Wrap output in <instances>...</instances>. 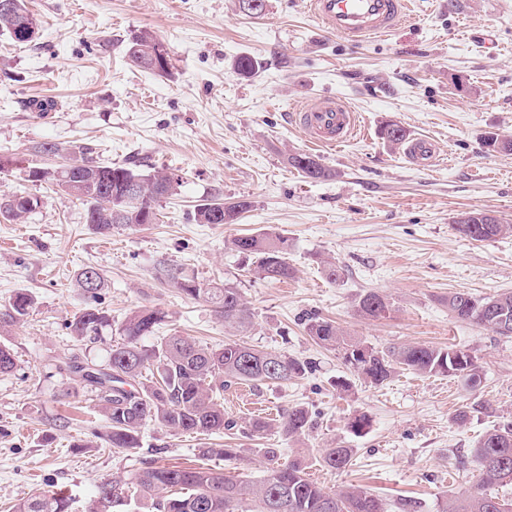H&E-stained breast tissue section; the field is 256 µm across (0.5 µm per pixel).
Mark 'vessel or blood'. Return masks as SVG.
<instances>
[{"instance_id": "obj_1", "label": "vessel or blood", "mask_w": 512, "mask_h": 512, "mask_svg": "<svg viewBox=\"0 0 512 512\" xmlns=\"http://www.w3.org/2000/svg\"><path fill=\"white\" fill-rule=\"evenodd\" d=\"M308 9L322 28L347 42L361 44L392 35L413 14L414 0H308ZM293 118L320 147L346 144L359 130L355 114L334 98L313 100ZM406 156L420 168L433 166L439 158L435 143L420 137L410 142Z\"/></svg>"}]
</instances>
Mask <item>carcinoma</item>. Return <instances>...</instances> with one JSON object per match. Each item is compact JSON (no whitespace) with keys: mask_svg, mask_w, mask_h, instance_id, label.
Returning <instances> with one entry per match:
<instances>
[{"mask_svg":"<svg viewBox=\"0 0 512 512\" xmlns=\"http://www.w3.org/2000/svg\"><path fill=\"white\" fill-rule=\"evenodd\" d=\"M15 8L0 11V32L21 42L15 28L22 21L40 27V21L29 11L26 0H12ZM160 45L150 32L132 36L128 57L130 62L151 70L152 55ZM258 61L249 56L238 57L235 71L244 76L255 75ZM47 154L61 153L83 163L72 180L58 179L60 190L85 207L86 223L99 233H109L114 226L137 227L158 221V203L177 194L182 176L164 169L143 173L129 164L103 165L93 160L90 149L74 146L62 149L55 144L42 146ZM288 165L303 177L317 181L330 176V171L313 156L294 152ZM135 182L142 202L125 199L127 185ZM19 191L0 198V215L20 221L29 214L22 208L13 210V199L24 198ZM223 207L221 217L215 206ZM250 207L249 202H226L222 197L203 200L195 209L199 224L235 223ZM475 209L462 212L454 221L455 230L473 241H488L512 235L511 224H479ZM235 251L255 258L254 272L263 279L284 281L295 274L288 262L291 245L288 237L274 229L240 236L231 241ZM96 277L97 286L87 288V274ZM183 294L210 303L224 318V325L246 333L252 327L253 314L239 289L224 285L209 288L178 269H162ZM77 287L88 294L90 303L73 315L69 322L71 336L77 341H92L112 319L97 306V297L104 286L100 273L92 266L79 270ZM443 303L451 317L475 323L501 336L498 322L512 323V291L492 296H476L466 292L448 294ZM33 298L25 290L17 291L8 308L0 313V324L20 322L32 307ZM357 311L366 318L379 319L390 311L387 299L375 291L359 296ZM166 314L158 308L131 312L121 324L122 342L112 346L107 363L71 365L83 387L96 394L107 427L101 439L113 449L130 452L140 447L142 428L154 422L173 431L209 436L230 430L237 423L224 418V388L235 383L286 384L314 370L313 362L293 355L268 351L240 339L224 341V347L213 348L187 337L172 334L157 336V327ZM307 332L318 344L336 350L342 363L358 380L381 385L397 369L423 376H454L476 389L482 383L481 366L469 351L450 346L434 348L409 345L379 350L363 339L351 336L335 322L312 316ZM155 336V342L143 339ZM313 427V418L304 406H293L278 420L277 429L288 440H299ZM354 449L336 446L324 448L315 461L325 469L342 471L352 461ZM480 466V482L476 489L466 490L445 502L442 512H512L495 488L512 483V424L506 423L483 434L473 448ZM264 457L269 464L267 475L258 483L248 484L226 473L220 466L148 465L130 477H114L96 486V498L103 507L124 504L129 494L138 496L148 512H387V503L380 496L356 487L327 492L306 477L303 459L279 462L278 449L267 448ZM70 498L61 494L39 493L21 500L14 512H69Z\"/></svg>","mask_w":512,"mask_h":512,"instance_id":"obj_1","label":"carcinoma"}]
</instances>
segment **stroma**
<instances>
[{
    "label": "stroma",
    "mask_w": 512,
    "mask_h": 512,
    "mask_svg": "<svg viewBox=\"0 0 512 512\" xmlns=\"http://www.w3.org/2000/svg\"><path fill=\"white\" fill-rule=\"evenodd\" d=\"M41 20L32 42L0 36V195L22 189L39 208L20 223L0 218V310L15 291L34 304L24 320L0 327L17 367L0 375V512L44 491L72 496V512H91L96 485L127 476L143 463H204L208 448H238L228 475L258 481L263 449L281 461L302 455L307 474L325 490L355 486L387 503L415 498L421 512H440L451 495L476 488L472 454L486 431L512 421V338L452 318L448 294L487 296L512 290V236L476 242L454 229L456 217L479 209L512 224V153L487 152L483 137L512 138V0H424L416 19L391 36L349 44L322 32L307 0H266L262 16L241 0H29ZM150 31L171 50V71L158 74L128 59L131 37ZM249 55L256 75H237ZM335 97L365 126L340 150L312 149L286 108L302 99ZM49 100L41 118L31 101ZM399 124L408 136L434 139L446 161L421 170L403 145L382 138ZM45 144L91 148L100 163L169 167L184 182L163 199L159 223L109 234L85 222V208L49 183L27 181L31 167L63 164ZM313 153L329 178L304 179L289 152ZM249 201L233 224H199L197 204L212 195ZM273 226L288 236L294 278H259L229 246L231 239ZM341 266L337 281L322 260ZM95 267L105 286L100 308L112 319L93 343L76 342L67 324L86 298L75 276ZM183 268L206 284L239 288L253 313L250 344L313 359L304 378L224 391V415L236 429L212 436L174 433L147 424L140 447H105L106 424L94 394L79 384L70 358L105 362L121 340L118 327L134 310L156 307L178 333L219 347L232 330L213 308L183 295L161 268ZM373 290L391 304L386 317H361L360 294ZM317 314L378 349L456 346L478 359L483 383L471 392L458 379L398 371L379 387L336 388L347 369L335 351L317 345L305 321ZM268 405L266 419L295 405L314 426L297 441L278 429L260 435L241 426L257 413L237 393ZM482 412H471L474 402ZM466 422H457L461 411ZM366 414V434L349 420ZM353 449L348 468L313 461L320 449Z\"/></svg>",
    "instance_id": "stroma-1"
}]
</instances>
